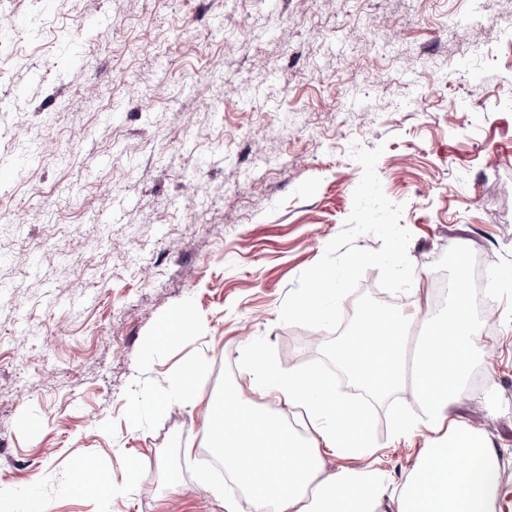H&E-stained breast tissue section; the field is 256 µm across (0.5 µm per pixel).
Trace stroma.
I'll use <instances>...</instances> for the list:
<instances>
[{
  "mask_svg": "<svg viewBox=\"0 0 512 512\" xmlns=\"http://www.w3.org/2000/svg\"><path fill=\"white\" fill-rule=\"evenodd\" d=\"M508 15L512 0H0L11 512H224L197 484L204 415L250 398L238 362L256 337L286 369L328 340L279 310L351 212L354 143L385 148L415 281L455 257L496 291L485 382L451 412L501 452L512 512V29L484 23ZM176 309L193 328L157 348ZM185 367L194 406L156 416ZM377 415L398 485L426 436L393 441ZM85 459L118 494L77 487Z\"/></svg>",
  "mask_w": 512,
  "mask_h": 512,
  "instance_id": "obj_1",
  "label": "stroma"
}]
</instances>
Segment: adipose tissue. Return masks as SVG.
Listing matches in <instances>:
<instances>
[{
  "label": "adipose tissue",
  "mask_w": 512,
  "mask_h": 512,
  "mask_svg": "<svg viewBox=\"0 0 512 512\" xmlns=\"http://www.w3.org/2000/svg\"><path fill=\"white\" fill-rule=\"evenodd\" d=\"M454 280L453 303L426 328L410 356L411 321L401 311L357 314L331 350L347 377L373 398L414 389L422 414H399L395 437L424 429L430 436L407 479L390 486L386 461L371 438L363 406L343 400L318 371L279 373L260 347L247 349L245 372L259 396L300 410L309 438L295 435L280 413L222 398L204 419V434L247 492L253 512H497L500 454L486 436L450 416L468 394L466 377L482 353L480 322ZM365 459L360 468L325 474L323 452Z\"/></svg>",
  "instance_id": "1"
}]
</instances>
